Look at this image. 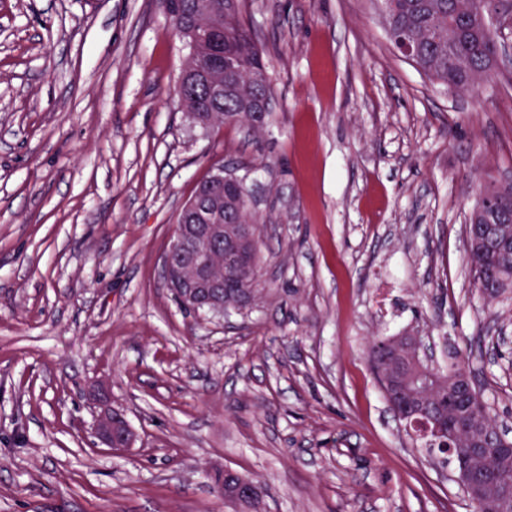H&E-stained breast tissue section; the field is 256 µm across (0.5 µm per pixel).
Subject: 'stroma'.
<instances>
[{"mask_svg":"<svg viewBox=\"0 0 512 512\" xmlns=\"http://www.w3.org/2000/svg\"><path fill=\"white\" fill-rule=\"evenodd\" d=\"M260 133L183 118L159 0H0V512H474L393 412L374 336L456 356L512 438V296L474 286L464 224L512 190V58L459 95L392 45L377 0H248ZM236 167L259 292L185 310L163 276L196 185ZM135 441L95 445L100 402ZM228 474L235 475L234 471L231 469L224 468V473L221 479L216 482L218 492L223 499L225 496H229L234 499L244 496H254L255 493L258 492L256 485L243 477H240L236 484L231 485L233 488H230V490L227 491V487H225L224 484V479L228 477Z\"/></svg>","mask_w":512,"mask_h":512,"instance_id":"stroma-1","label":"stroma"}]
</instances>
